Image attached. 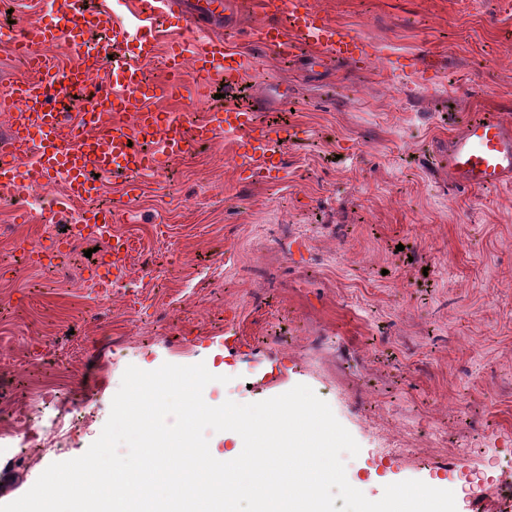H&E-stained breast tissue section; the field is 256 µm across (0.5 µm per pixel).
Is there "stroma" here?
<instances>
[{
  "mask_svg": "<svg viewBox=\"0 0 512 512\" xmlns=\"http://www.w3.org/2000/svg\"><path fill=\"white\" fill-rule=\"evenodd\" d=\"M312 2L373 63L280 60L243 0L232 45L251 64L233 97L217 77L201 109L160 102L194 119L261 104L259 121L296 133L280 180L241 179L219 137L172 175L136 177L134 199L127 178H103L112 232L132 244L108 293L79 283L96 253L76 251L66 280L0 267V413L44 388L78 410L66 443L0 453V505L87 451L127 366L202 362L229 378L205 387L212 406L311 387L359 444L346 476L369 499L454 470L479 478L457 512H512V185L454 189L443 161L472 115L512 119V0ZM41 212L32 192L0 194V256L49 243ZM387 440L400 461L375 455Z\"/></svg>",
  "mask_w": 512,
  "mask_h": 512,
  "instance_id": "stroma-1",
  "label": "stroma"
}]
</instances>
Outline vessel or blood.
Returning a JSON list of instances; mask_svg holds the SVG:
<instances>
[{"label":"vessel or blood","instance_id":"vessel-or-blood-1","mask_svg":"<svg viewBox=\"0 0 512 512\" xmlns=\"http://www.w3.org/2000/svg\"><path fill=\"white\" fill-rule=\"evenodd\" d=\"M150 12L167 20L195 27L217 26L208 40L192 48L173 46L164 65L168 83L147 78L143 63L156 57L157 32L145 27L134 44L120 40L96 52L85 49L88 30L112 27L104 8L87 7L85 0H60L49 22L12 31L9 53L34 71L33 80L0 86V112L12 120L0 135V189L63 181L67 202L94 199L101 192L100 177L144 170L158 171L184 159L194 147L224 135L232 138L241 172L255 180L276 181L283 171L288 143L287 128L264 124L256 107L227 108L189 121L185 114L156 108L161 97L182 95L180 80L185 66L200 79L219 75L236 79L250 59L230 46L226 32L239 13L238 0H144ZM264 8L284 12L286 25L267 24L258 39L267 49L296 59L301 45L321 48L338 59L365 62L369 57L363 39L332 24L308 0H264ZM68 40L80 56L78 65L61 68L44 54L45 46ZM109 65L112 85L98 89L86 103L78 121H70L60 106L63 97L86 89L91 76ZM155 144L143 153L132 141ZM448 177L463 190H486L512 184V121L496 114L467 120L448 138ZM87 233L97 236L112 227V211L87 208L80 214ZM130 246L113 238L101 265L121 275Z\"/></svg>","mask_w":512,"mask_h":512}]
</instances>
